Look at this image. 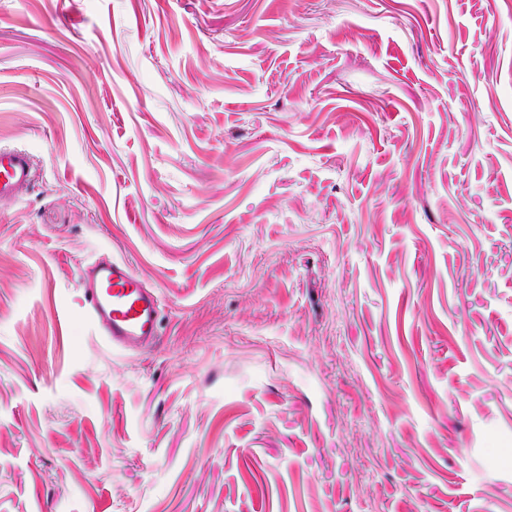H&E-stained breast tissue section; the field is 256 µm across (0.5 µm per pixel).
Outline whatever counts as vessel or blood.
<instances>
[{"label":"vessel or blood","instance_id":"1","mask_svg":"<svg viewBox=\"0 0 512 512\" xmlns=\"http://www.w3.org/2000/svg\"><path fill=\"white\" fill-rule=\"evenodd\" d=\"M35 176V160L19 147L0 148V202L15 200ZM88 317L107 342L124 351L151 343L159 331V302L129 265L98 259L81 272Z\"/></svg>","mask_w":512,"mask_h":512}]
</instances>
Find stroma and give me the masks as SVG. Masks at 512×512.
Instances as JSON below:
<instances>
[{
    "instance_id": "35a3bbf8",
    "label": "stroma",
    "mask_w": 512,
    "mask_h": 512,
    "mask_svg": "<svg viewBox=\"0 0 512 512\" xmlns=\"http://www.w3.org/2000/svg\"><path fill=\"white\" fill-rule=\"evenodd\" d=\"M0 145V512H512L505 0H0ZM35 176V160L19 147L0 148V202L15 200ZM88 318L107 342L135 351L159 335V302L154 289L122 261L100 258L81 271Z\"/></svg>"
}]
</instances>
